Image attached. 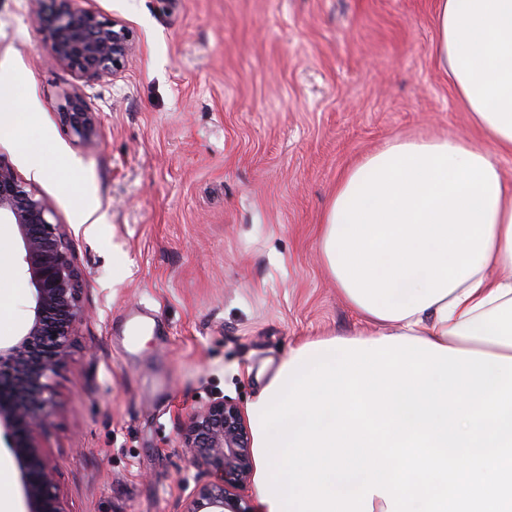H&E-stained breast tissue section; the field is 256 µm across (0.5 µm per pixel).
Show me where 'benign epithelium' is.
<instances>
[{
  "label": "benign epithelium",
  "mask_w": 512,
  "mask_h": 512,
  "mask_svg": "<svg viewBox=\"0 0 512 512\" xmlns=\"http://www.w3.org/2000/svg\"><path fill=\"white\" fill-rule=\"evenodd\" d=\"M28 20L42 33L49 61L81 77L115 75L133 50L131 31L120 20L106 21L76 0H29ZM59 120L86 142L100 137L101 124L80 88H73ZM46 203L28 189L16 171L0 160V222L16 227L25 272L34 295L30 325L10 345L0 346V366L11 370L12 397H0V431L24 427L32 433L31 407L48 401V379L72 345L85 318L80 301L82 271L75 264L63 225L48 219ZM188 463L203 478L183 502L182 512H255L243 489L254 460L252 437L239 404L220 397L197 409L180 434ZM28 512H64L54 469L34 462L24 482Z\"/></svg>",
  "instance_id": "7a95c632"
}]
</instances>
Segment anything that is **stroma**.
Here are the masks:
<instances>
[{
	"label": "stroma",
	"instance_id": "35a3bbf8",
	"mask_svg": "<svg viewBox=\"0 0 512 512\" xmlns=\"http://www.w3.org/2000/svg\"><path fill=\"white\" fill-rule=\"evenodd\" d=\"M79 5L132 31L116 76L45 62L28 0H0V76L42 111L17 115L0 160L65 225L88 312L31 444L64 512H180L192 413L247 405L289 349L361 327L318 246L345 170L396 137L477 132L434 57L435 0ZM76 86L101 122L93 144L58 118ZM49 162L73 168L34 177ZM22 256L0 224L5 346L32 316Z\"/></svg>",
	"mask_w": 512,
	"mask_h": 512
}]
</instances>
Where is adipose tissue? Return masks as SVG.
<instances>
[{
    "label": "adipose tissue",
    "mask_w": 512,
    "mask_h": 512,
    "mask_svg": "<svg viewBox=\"0 0 512 512\" xmlns=\"http://www.w3.org/2000/svg\"><path fill=\"white\" fill-rule=\"evenodd\" d=\"M434 56L480 138L387 141L342 176L324 267L385 336L512 358V0H437Z\"/></svg>",
    "instance_id": "ef3b65f1"
}]
</instances>
